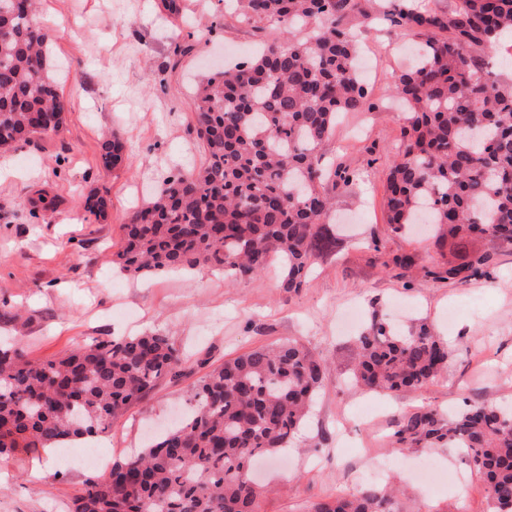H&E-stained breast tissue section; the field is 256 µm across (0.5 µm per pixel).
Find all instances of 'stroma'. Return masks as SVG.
Returning <instances> with one entry per match:
<instances>
[{
  "label": "stroma",
  "mask_w": 512,
  "mask_h": 512,
  "mask_svg": "<svg viewBox=\"0 0 512 512\" xmlns=\"http://www.w3.org/2000/svg\"><path fill=\"white\" fill-rule=\"evenodd\" d=\"M40 19L53 31L50 61L67 121L60 135L0 155V343L21 344L28 360L42 362L91 340L161 330L183 354L172 374L96 439L106 461L142 451L190 412L193 387L224 360L295 339L328 370L300 434L254 467L265 489L258 512H308L315 502L357 493L373 485L369 470L379 458L391 461L384 480L404 490L408 512H485L483 483L455 449L396 451L390 444L403 413L512 406V244L466 243V250L493 252L494 263L451 286L436 277L448 266L447 248L430 235L392 232L386 222L387 166L403 126L393 77L417 36L389 21L358 29L373 108L343 113L323 153L360 177L331 193L340 246L318 260L305 288L288 294L275 266L238 281L206 268L133 280L111 264L123 224L167 172L203 160L189 132L194 78L225 60H248L276 30L256 29L220 0H183L175 19L160 0H42ZM109 129L124 141L130 164L106 174L99 144ZM43 183L63 204L35 219L24 201ZM94 190L112 203L102 224L85 219L83 203ZM402 255L414 264L392 265ZM353 308L365 321L376 309L405 329L426 323L448 344L445 371L415 392L352 385L358 330L344 319ZM73 454L30 448L0 456V512H65L85 481L103 474L71 463Z\"/></svg>",
  "instance_id": "stroma-1"
}]
</instances>
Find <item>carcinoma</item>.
I'll return each mask as SVG.
<instances>
[{
	"instance_id": "carcinoma-1",
	"label": "carcinoma",
	"mask_w": 512,
	"mask_h": 512,
	"mask_svg": "<svg viewBox=\"0 0 512 512\" xmlns=\"http://www.w3.org/2000/svg\"><path fill=\"white\" fill-rule=\"evenodd\" d=\"M243 20L281 29L255 57L200 80L190 131L203 150L197 168L163 180L158 193L123 225L112 264L130 276L197 267L224 278L260 275L276 264L280 288H304L315 261L340 239L327 224L329 187L356 174L322 164L341 112L365 107L354 30L383 13L380 0H236ZM394 22L426 35L422 53L397 72L405 103L400 145L386 174L387 224L398 232L430 224L437 240L484 236L512 244V88L487 69V56L512 35V0H458L443 12L401 0ZM0 152L60 134L67 102L49 75L50 32L38 0L18 9L0 0ZM127 159L112 132L99 163ZM61 200L48 184L25 207L37 218ZM92 224L109 217L94 193ZM493 254L448 264L445 279L464 283L485 272ZM171 336L144 332L86 342L54 360L31 362L0 347V454L66 447L106 433L133 403L172 373ZM448 362L447 344L421 324L402 331L373 314L356 339L351 381L368 391H418ZM324 361L297 341L224 361L194 387L196 409L156 444L112 462L90 478L68 512H256L259 489L248 463L271 456L298 435L320 390ZM446 444L461 450L486 485V512H512V407L467 406L448 417L432 409L402 415L395 448ZM399 491L372 486L316 503L310 512H400Z\"/></svg>"
}]
</instances>
